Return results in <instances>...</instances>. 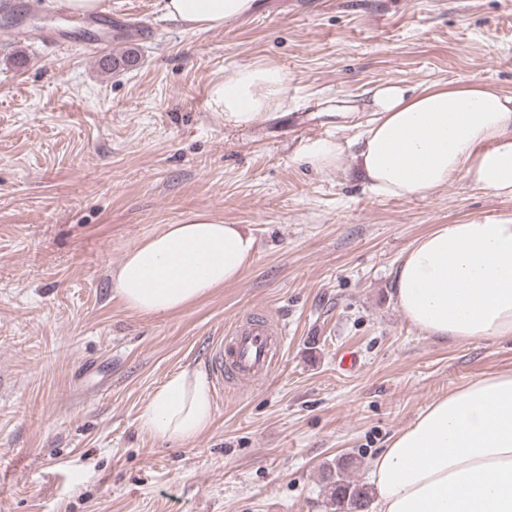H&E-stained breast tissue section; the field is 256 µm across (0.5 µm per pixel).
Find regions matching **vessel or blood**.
I'll return each instance as SVG.
<instances>
[{
  "mask_svg": "<svg viewBox=\"0 0 512 512\" xmlns=\"http://www.w3.org/2000/svg\"><path fill=\"white\" fill-rule=\"evenodd\" d=\"M67 33L49 31L42 41L53 49L70 51L79 45L86 18L71 19ZM284 345V335L266 320L246 315L231 327L214 352L216 374L231 373L241 385L253 386L269 375L278 365Z\"/></svg>",
  "mask_w": 512,
  "mask_h": 512,
  "instance_id": "obj_1",
  "label": "vessel or blood"
}]
</instances>
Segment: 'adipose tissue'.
Returning a JSON list of instances; mask_svg holds the SVG:
<instances>
[{
    "instance_id": "ef3b65f1",
    "label": "adipose tissue",
    "mask_w": 512,
    "mask_h": 512,
    "mask_svg": "<svg viewBox=\"0 0 512 512\" xmlns=\"http://www.w3.org/2000/svg\"><path fill=\"white\" fill-rule=\"evenodd\" d=\"M254 0H165L166 19L213 30ZM225 124L250 126L287 103L282 71L262 61L224 73L211 91ZM372 118L356 160L375 195H433L454 179L512 199V92L483 83L415 91L373 88ZM256 241L208 213L169 224L125 254L114 291L131 311L166 316L195 305L248 268ZM396 304L425 336L454 342L512 339V217L438 224L394 269ZM214 421L210 383L199 370L170 376L141 426L162 441L187 442ZM375 512H512V371L489 372L435 399L373 460Z\"/></svg>"
}]
</instances>
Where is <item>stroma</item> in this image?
<instances>
[{
  "label": "stroma",
  "instance_id": "stroma-1",
  "mask_svg": "<svg viewBox=\"0 0 512 512\" xmlns=\"http://www.w3.org/2000/svg\"><path fill=\"white\" fill-rule=\"evenodd\" d=\"M101 2L139 15L144 39L94 28L63 55L0 32V512H332L338 461L366 483L434 398L512 370V339L424 337L393 299L417 237L511 216L512 200L463 178L377 197L353 158L377 84L512 92V0H257L206 31L167 21L164 0ZM129 50L134 65L102 68ZM255 61L283 72L288 108L225 125L211 88ZM315 139L343 164H309ZM201 211L254 234L248 270L183 311H130L113 286L127 251ZM247 312L286 334L271 375L214 385V422L193 440L144 431L152 393L210 372ZM304 156L317 169L324 171L337 168L342 164L343 154L336 142L314 140L306 144Z\"/></svg>",
  "mask_w": 512,
  "mask_h": 512
}]
</instances>
